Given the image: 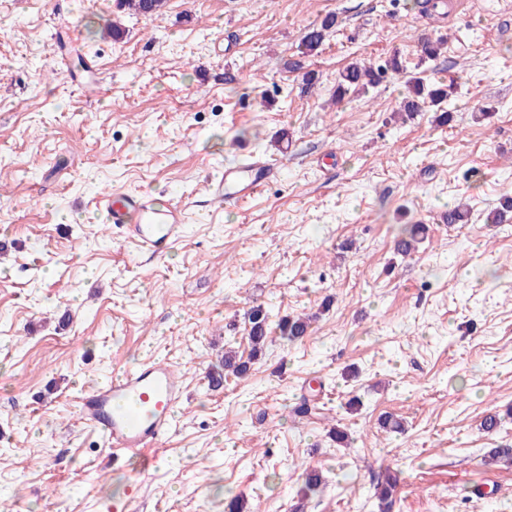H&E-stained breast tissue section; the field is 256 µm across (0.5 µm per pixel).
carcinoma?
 Instances as JSON below:
<instances>
[{"label":"carcinoma","mask_w":512,"mask_h":512,"mask_svg":"<svg viewBox=\"0 0 512 512\" xmlns=\"http://www.w3.org/2000/svg\"><path fill=\"white\" fill-rule=\"evenodd\" d=\"M121 6L132 10L142 17H152L159 14L165 5V0H120ZM337 17L326 16L318 25L309 28L301 41V54L312 56L322 47L326 33L336 27ZM445 41L441 37H424L420 42V64L433 61L440 56ZM402 70V63L397 56L384 60L381 64H361L357 61L347 65L338 75L336 82V102H341L351 93L369 92V89L379 85L390 72ZM454 92V84L435 82L425 71H420L410 79L408 95L401 103L400 111L406 119L426 108L435 112V121L445 125L453 120V112L447 108V102ZM512 219V196H504L500 208L495 209L486 216L489 224H503ZM424 239V226L414 224L402 230L394 243V251L401 257H408L415 253ZM316 320L314 315H284L272 319L270 311L260 305L251 307L245 314V322L249 325L248 339L251 353L247 359H242L232 349L224 352L222 367L224 371L216 372L211 376V383L219 386L224 378L233 376L237 379L246 377L252 369V364L267 346L269 333L278 330L280 336L291 343L301 342L312 332V324ZM397 476L388 474L384 480L376 485L374 496L379 503V512H388V505L392 504L393 496L397 490Z\"/></svg>","instance_id":"1"}]
</instances>
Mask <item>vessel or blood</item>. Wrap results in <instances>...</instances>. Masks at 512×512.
Segmentation results:
<instances>
[{"instance_id": "vessel-or-blood-1", "label": "vessel or blood", "mask_w": 512, "mask_h": 512, "mask_svg": "<svg viewBox=\"0 0 512 512\" xmlns=\"http://www.w3.org/2000/svg\"><path fill=\"white\" fill-rule=\"evenodd\" d=\"M279 164L272 158L247 156L225 167L213 179L211 191L224 201L255 195L275 180ZM106 224L123 229L126 239L155 260L162 258L181 237L183 207L148 193L101 194L95 203ZM183 397L180 377L168 365L145 363L114 374L80 401L85 420L116 450L156 457L171 431L177 405Z\"/></svg>"}]
</instances>
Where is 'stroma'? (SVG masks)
I'll return each instance as SVG.
<instances>
[{"label": "stroma", "mask_w": 512, "mask_h": 512, "mask_svg": "<svg viewBox=\"0 0 512 512\" xmlns=\"http://www.w3.org/2000/svg\"><path fill=\"white\" fill-rule=\"evenodd\" d=\"M456 2L167 0L149 20L117 0H0V512H224L236 495L245 512H378L387 466L391 512H512V467L486 459L512 419L480 427L512 405V223L485 221L512 194V10ZM428 35L447 39L428 75L458 85L449 126L397 113ZM396 52L403 72L334 103L345 65ZM249 154L279 159L278 179L212 204L209 179ZM108 189L185 207L163 260L100 223ZM460 199L467 223H442ZM413 224L426 240L395 256ZM259 304L319 318L212 387L225 347L249 353ZM154 360L187 397L147 468L79 397ZM387 412L402 431L380 428ZM337 17L334 15L326 16L319 25H314L309 28L301 41V54L302 57H309L318 52L322 47L326 33L336 27Z\"/></svg>", "instance_id": "obj_1"}]
</instances>
